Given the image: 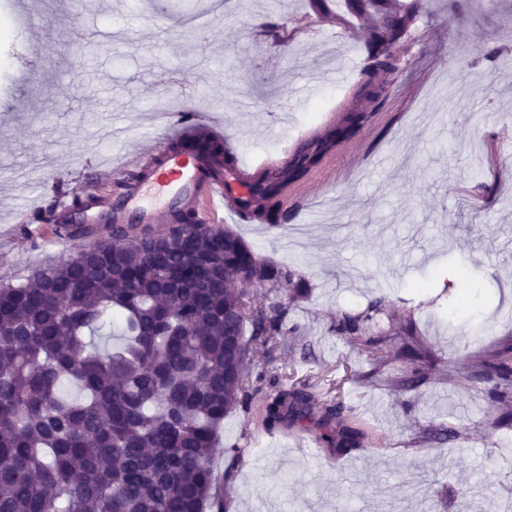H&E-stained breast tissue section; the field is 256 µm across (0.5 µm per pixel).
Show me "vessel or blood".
<instances>
[{"label": "vessel or blood", "mask_w": 512, "mask_h": 512, "mask_svg": "<svg viewBox=\"0 0 512 512\" xmlns=\"http://www.w3.org/2000/svg\"><path fill=\"white\" fill-rule=\"evenodd\" d=\"M168 149L145 154L140 161L141 177L125 180L116 191L91 194L86 206L74 210L59 201L53 216L61 224H171L176 216L197 213L207 207L209 213L228 224H239L244 209L254 195L248 178L250 171L278 174L285 158L294 154L298 143H290L283 159L261 158L252 162L242 159L236 144L224 133L222 121L199 119L169 124ZM223 144L234 165L224 169L195 151L200 140Z\"/></svg>", "instance_id": "b4317fda"}]
</instances>
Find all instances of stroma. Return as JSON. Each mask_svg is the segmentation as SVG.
Listing matches in <instances>:
<instances>
[{"label": "stroma", "instance_id": "obj_1", "mask_svg": "<svg viewBox=\"0 0 512 512\" xmlns=\"http://www.w3.org/2000/svg\"><path fill=\"white\" fill-rule=\"evenodd\" d=\"M164 24L154 0H88L67 21V0H29L38 21L0 32V166L43 172L0 192V283L75 256L108 239L84 240L55 222H27L11 193L44 210L84 200L102 181L138 172L163 142L147 121L165 97L164 64L198 70L217 92L186 98L199 114L221 109L224 130L245 157L277 155L302 131L321 137L327 112L344 116L371 62L370 29L346 0H234L222 25L200 34L175 0ZM413 27L393 47L392 74L369 121L289 182L285 225L234 230L264 261L285 265L307 289L290 300L287 333L264 370L313 379L312 411L345 370V404L365 438L345 454L320 443L311 423L271 429L260 410L224 419L213 467L224 512H500L512 498V403L477 375L478 351L512 345V0H419ZM224 59L217 68L215 59ZM354 71L344 85L309 90L323 67ZM121 126L120 141L106 135ZM361 331L411 324L388 344L391 365L372 374L334 325L374 301ZM429 353L419 383L395 386L410 368L404 342Z\"/></svg>", "mask_w": 512, "mask_h": 512}]
</instances>
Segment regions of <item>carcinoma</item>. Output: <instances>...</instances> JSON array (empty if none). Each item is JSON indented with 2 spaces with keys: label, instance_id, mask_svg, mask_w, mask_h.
I'll use <instances>...</instances> for the list:
<instances>
[{
  "label": "carcinoma",
  "instance_id": "1",
  "mask_svg": "<svg viewBox=\"0 0 512 512\" xmlns=\"http://www.w3.org/2000/svg\"><path fill=\"white\" fill-rule=\"evenodd\" d=\"M374 19L367 49L373 68L395 70L388 53L417 18L397 0H349ZM365 112L299 152L280 175L257 177L248 219L279 220L282 186L298 179ZM252 279L267 302L225 287ZM302 283L265 263L230 228L183 217L159 234L148 225L114 224L112 242L25 282L0 284V512H223L211 466L224 418L249 412L259 387L252 375L285 334L288 304L279 293ZM369 307L343 314L349 337L372 366L389 365L390 337H360ZM121 325V341L88 337ZM482 374L512 385V347L476 358ZM73 384L78 395L64 393ZM312 384L282 380L265 395L274 427L310 417ZM321 439L347 452L365 432L341 398L323 404Z\"/></svg>",
  "mask_w": 512,
  "mask_h": 512
}]
</instances>
